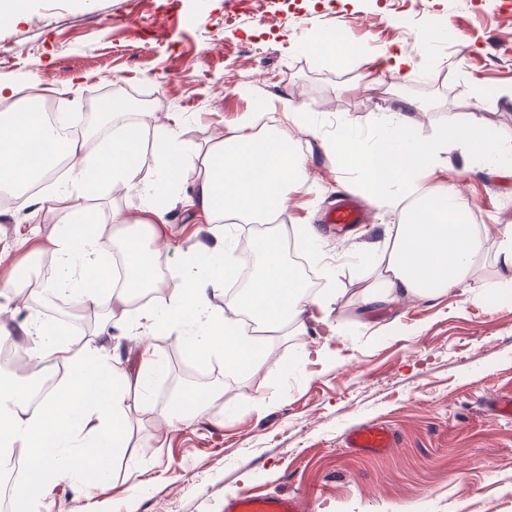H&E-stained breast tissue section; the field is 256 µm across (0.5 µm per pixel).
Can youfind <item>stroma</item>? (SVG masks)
Returning a JSON list of instances; mask_svg holds the SVG:
<instances>
[{
    "label": "stroma",
    "mask_w": 512,
    "mask_h": 512,
    "mask_svg": "<svg viewBox=\"0 0 512 512\" xmlns=\"http://www.w3.org/2000/svg\"><path fill=\"white\" fill-rule=\"evenodd\" d=\"M237 0H27L23 19L0 21V82L40 81L56 112L95 138L93 101L109 94L140 99L149 114L141 173L159 169L155 136L172 132L190 151L203 150L258 110L275 116L308 156V179L290 196L282 225L314 224L321 249L379 257L383 227L400 221L378 207L360 184L355 164L325 145L348 124L362 138L375 133L373 115L416 106V131L435 135L470 110L512 141V100L497 97L469 109L475 89H512V0H264L225 25ZM436 39L422 43L424 29ZM342 34L359 56L337 60L308 52L312 34ZM405 49L414 77L399 80L385 57ZM306 113L299 130L283 109ZM70 179L62 172L27 207L0 209V324L14 330L31 315L71 321L80 335L98 330L107 306L68 314L44 300L34 284L11 289L20 271L53 258L51 225L33 210ZM427 185L457 186L471 216L493 235L512 225V177L469 166L461 147L449 146ZM193 184L177 178L165 199L163 274L174 277L206 220L186 204ZM346 194L367 219L336 234L328 212ZM342 295L337 331L313 323L307 335L266 337L270 358L258 372L237 375L221 358L204 361L224 389V417L195 412L192 422L163 428L165 388L181 371V339L193 322L156 329V351L167 364L152 389V410L133 413L108 479L92 493L63 480L28 512H224L227 499L293 493L307 512H512V418L494 416L491 400L512 395V299L494 295L492 261L467 284L441 295L394 302L365 312L359 292L370 265L337 266ZM312 348L300 358L301 346ZM366 421L390 425L397 444L385 455L346 448L344 438Z\"/></svg>",
    "instance_id": "1"
}]
</instances>
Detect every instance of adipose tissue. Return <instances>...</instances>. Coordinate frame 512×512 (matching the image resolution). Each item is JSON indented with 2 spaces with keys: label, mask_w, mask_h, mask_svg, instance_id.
Masks as SVG:
<instances>
[{
  "label": "adipose tissue",
  "mask_w": 512,
  "mask_h": 512,
  "mask_svg": "<svg viewBox=\"0 0 512 512\" xmlns=\"http://www.w3.org/2000/svg\"><path fill=\"white\" fill-rule=\"evenodd\" d=\"M411 102L374 117L377 132L362 140L349 133L337 137L336 149H347L357 163L361 182L380 206L399 212L400 224L387 231L374 278L365 286L363 307L376 310L399 300L430 298L463 284L482 256L488 237L486 225L469 220V203L453 187L437 188L421 180L424 171L439 160L449 145L461 146L468 159L512 174V142L501 140L486 124L475 120L453 121L437 135L415 131ZM144 125L117 127L95 154L82 143L47 134L31 112L19 107L0 113V184H22L39 166L29 158V147L40 142L48 155L65 154L72 175L69 185L43 201L40 209L59 214L49 238L59 277L57 292L78 304L107 302L116 315L94 336L60 342L36 324L23 327L31 342L34 360H64L71 374L66 386L48 394L38 404L23 407L25 392L0 379V420H7L11 435L0 441V456L12 446L25 448L32 460L14 484L15 496L24 502L61 478L92 489L109 476V460L120 446L128 414L152 407L151 389L164 364L152 343L157 323L195 320L196 334L184 337L196 355L222 354L228 370L259 371L269 352L263 335L292 328L294 335L308 332L309 317L330 314L338 301L335 292L312 294L296 269L281 258V241L265 234L256 243L258 271L244 297L225 301L224 311L211 309V294L223 291L230 272L228 256L233 243L227 234L201 245L188 260L180 287L171 289L164 311L134 307L140 290L155 285L152 261L169 245L163 233L165 212L158 200L169 192L170 171L188 174L195 185L190 204L212 224L231 218H254L271 223L288 207V194L302 188L308 159L299 152L282 153L276 141L258 137L251 122H243L207 149L201 160L188 157L171 136L158 141L159 173L142 176L129 163L138 153ZM121 187L126 197L137 199L136 218L122 210L112 212L116 224L149 225V232L121 235L104 244L86 234L89 215L81 201L93 184ZM125 248L130 261L122 291L106 285L101 260L107 246ZM132 341L139 356L135 374L122 384H110L105 367L112 357L113 335Z\"/></svg>",
  "instance_id": "ef3b65f1"
}]
</instances>
